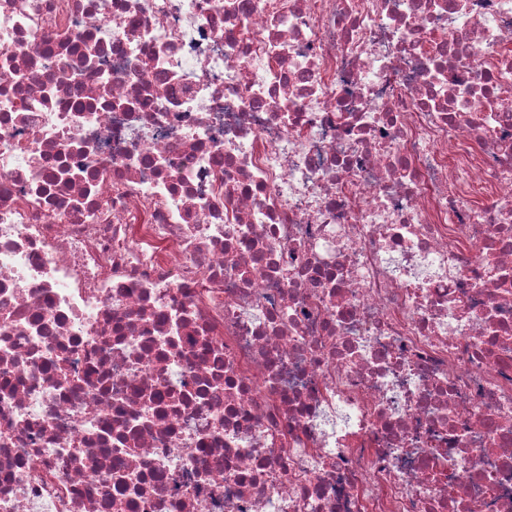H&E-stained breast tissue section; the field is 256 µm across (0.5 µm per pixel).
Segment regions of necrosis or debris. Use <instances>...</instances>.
Segmentation results:
<instances>
[{"label": "necrosis or debris", "instance_id": "1", "mask_svg": "<svg viewBox=\"0 0 512 512\" xmlns=\"http://www.w3.org/2000/svg\"><path fill=\"white\" fill-rule=\"evenodd\" d=\"M0 512H512V0H0Z\"/></svg>", "mask_w": 512, "mask_h": 512}]
</instances>
